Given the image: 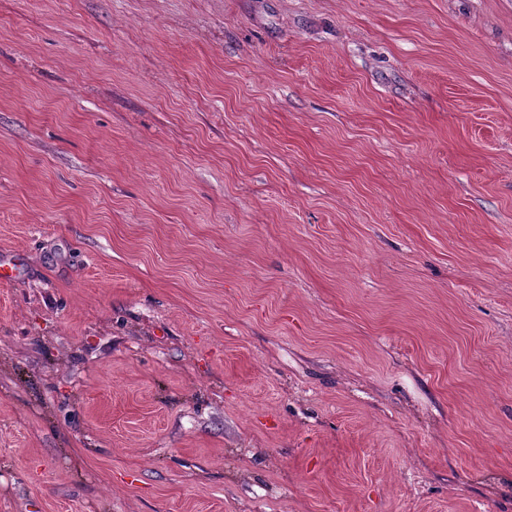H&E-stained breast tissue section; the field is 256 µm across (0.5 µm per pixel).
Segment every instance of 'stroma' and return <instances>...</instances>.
Listing matches in <instances>:
<instances>
[{"label": "stroma", "mask_w": 512, "mask_h": 512, "mask_svg": "<svg viewBox=\"0 0 512 512\" xmlns=\"http://www.w3.org/2000/svg\"><path fill=\"white\" fill-rule=\"evenodd\" d=\"M0 512H512V0H0Z\"/></svg>", "instance_id": "obj_1"}]
</instances>
